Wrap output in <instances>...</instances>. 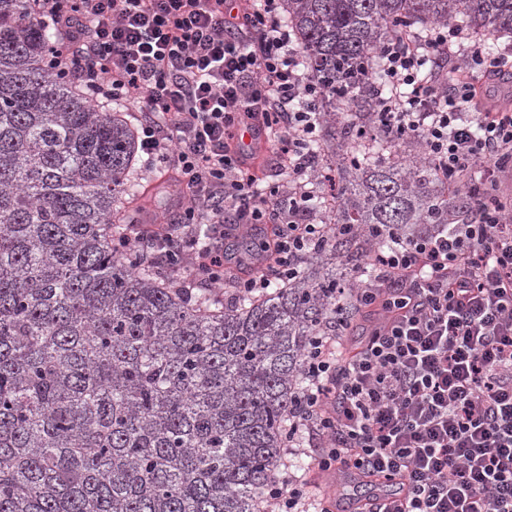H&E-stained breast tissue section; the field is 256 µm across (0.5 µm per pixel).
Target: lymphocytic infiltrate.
Here are the masks:
<instances>
[{
  "instance_id": "1",
  "label": "lymphocytic infiltrate",
  "mask_w": 512,
  "mask_h": 512,
  "mask_svg": "<svg viewBox=\"0 0 512 512\" xmlns=\"http://www.w3.org/2000/svg\"><path fill=\"white\" fill-rule=\"evenodd\" d=\"M58 35L54 66L83 67L94 98L136 101L141 149L188 191L183 223L150 234L153 254L187 252L206 286L224 282V244L251 224H274L235 288L288 278L330 225L312 223L301 178L320 128L322 87L299 67L278 0L232 10L225 0H36ZM434 27L417 45L381 51L388 87L383 132L420 136L442 181L456 189L482 161L512 170V106L482 111L476 78L499 73L504 54L458 47ZM458 62L452 85L421 78L424 57ZM279 127L276 155L290 191L257 193L260 169L241 130ZM203 226L196 247L191 229ZM372 279L347 282L344 304L361 312L364 341L348 357L314 337L299 417L318 436L312 457L328 476L385 484L393 496L360 512H512V201L477 200L448 224H419L368 257ZM275 512H333L308 485L281 473L264 492Z\"/></svg>"
}]
</instances>
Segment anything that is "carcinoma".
I'll return each instance as SVG.
<instances>
[{
  "label": "carcinoma",
  "instance_id": "obj_1",
  "mask_svg": "<svg viewBox=\"0 0 512 512\" xmlns=\"http://www.w3.org/2000/svg\"><path fill=\"white\" fill-rule=\"evenodd\" d=\"M301 65L327 90L317 157L352 178L294 277L250 295L174 279L143 246L115 249L139 223L147 170L137 126L98 111L74 74L49 65L53 30L30 0H0V512H266L287 432L300 415L314 336L336 335V266L401 233L437 224L448 203L432 163L357 152L376 131L380 48L420 24L456 22L512 42V0H280ZM326 169L307 179L323 209ZM472 205L459 178L455 208Z\"/></svg>",
  "mask_w": 512,
  "mask_h": 512
}]
</instances>
